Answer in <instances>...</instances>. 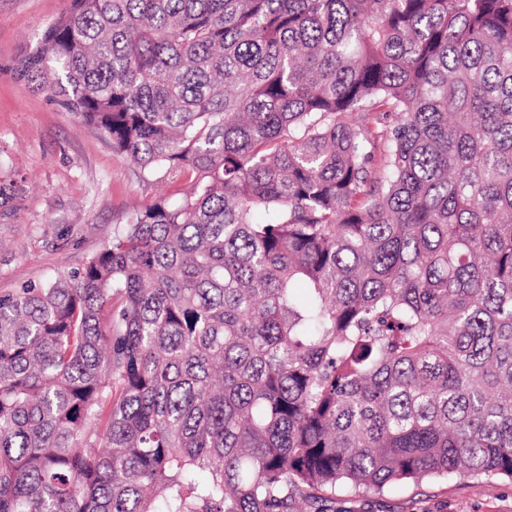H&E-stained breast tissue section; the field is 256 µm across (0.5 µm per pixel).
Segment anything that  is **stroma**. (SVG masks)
I'll return each mask as SVG.
<instances>
[{
    "instance_id": "stroma-1",
    "label": "stroma",
    "mask_w": 512,
    "mask_h": 512,
    "mask_svg": "<svg viewBox=\"0 0 512 512\" xmlns=\"http://www.w3.org/2000/svg\"><path fill=\"white\" fill-rule=\"evenodd\" d=\"M68 0H0V177L18 182L14 211L0 212V294L79 267L124 214L177 200L163 178L141 180L134 163L59 102L12 76L39 48ZM334 512H512V482L453 476L337 500Z\"/></svg>"
}]
</instances>
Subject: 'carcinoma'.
Instances as JSON below:
<instances>
[{"instance_id":"cac0c4a2","label":"carcinoma","mask_w":512,"mask_h":512,"mask_svg":"<svg viewBox=\"0 0 512 512\" xmlns=\"http://www.w3.org/2000/svg\"><path fill=\"white\" fill-rule=\"evenodd\" d=\"M12 73L189 190L0 295V512L512 479V0H70Z\"/></svg>"}]
</instances>
